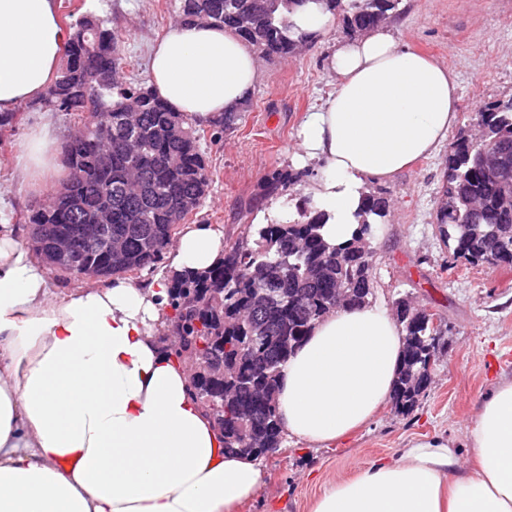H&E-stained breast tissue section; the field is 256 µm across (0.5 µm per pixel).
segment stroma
<instances>
[{"label": "stroma", "mask_w": 512, "mask_h": 512, "mask_svg": "<svg viewBox=\"0 0 512 512\" xmlns=\"http://www.w3.org/2000/svg\"><path fill=\"white\" fill-rule=\"evenodd\" d=\"M58 2L63 26L88 13L105 19L119 36L128 81L148 84L150 49L178 17L174 0ZM393 23L404 45L455 74L457 127L467 125L480 106L512 94V0H399ZM350 35L338 19L301 55L262 62L234 128L218 132L209 122L199 123L211 181L190 223L211 225L225 241H233L246 222L244 202L264 195V177L300 169L292 161L300 123L334 87L327 58L337 40ZM41 114L40 106L27 109L20 133L0 142V195L9 201L5 217L24 242L29 239L26 215L48 195L19 191L13 161L24 131ZM448 150L441 145L394 179L372 186L387 197L389 211L370 239L375 263L368 301L391 309L410 296L441 320L445 349L432 369L430 387L412 412L399 414L383 405L367 426L327 447L286 439L276 454L262 458V487L240 512H309L326 486L397 457L410 443L462 442L483 396L499 377L512 376V269L457 258L438 233ZM300 170L304 175L295 194L305 193L317 175L313 165Z\"/></svg>", "instance_id": "obj_1"}]
</instances>
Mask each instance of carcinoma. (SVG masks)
<instances>
[{
	"instance_id": "1",
	"label": "carcinoma",
	"mask_w": 512,
	"mask_h": 512,
	"mask_svg": "<svg viewBox=\"0 0 512 512\" xmlns=\"http://www.w3.org/2000/svg\"><path fill=\"white\" fill-rule=\"evenodd\" d=\"M186 22L207 18L253 46L261 57H296L312 39L292 31L288 14L308 0H177ZM325 10L346 12L357 33L393 17L399 0H320ZM117 33L107 23L83 17L73 25L57 77L39 103L62 102L59 111L80 121L63 147L68 178L49 203L26 217L32 249L49 257L62 276L73 267H89L105 278L151 269L166 254L179 224L199 208L210 185L209 164L200 149L199 131L172 111L150 88H133L122 79L110 87L101 73L124 72ZM135 97L141 117L128 130L118 107ZM112 111V136L102 134L98 114ZM448 150L442 205L436 224L454 256L470 263L512 266V182L498 181L477 162L472 129L512 165V97L487 104L470 118ZM295 184L288 172L265 179L266 195H282ZM363 213L383 219L386 198L364 197ZM324 224L312 200L296 203L286 222L248 224L242 236L224 246V258L203 274L174 276L170 292L173 327L180 343L175 355L204 364L220 354L224 370L213 373L224 389V411L214 416L224 431L225 447L257 458L284 442L275 392L281 370L306 338L314 321L334 309L336 290L350 304L367 303L372 294L374 254L355 244L372 236L363 221L355 243L328 245ZM74 238L71 251L55 252L59 239ZM121 244L115 256L108 242ZM405 348L391 397L401 414L416 407L422 389L413 380L430 368L428 349L440 325L426 308H402L398 320ZM206 342L203 347L200 342Z\"/></svg>"
}]
</instances>
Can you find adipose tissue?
Wrapping results in <instances>:
<instances>
[{
    "label": "adipose tissue",
    "mask_w": 512,
    "mask_h": 512,
    "mask_svg": "<svg viewBox=\"0 0 512 512\" xmlns=\"http://www.w3.org/2000/svg\"><path fill=\"white\" fill-rule=\"evenodd\" d=\"M57 0H0V113L42 96L61 63ZM337 83L299 130L298 162L319 161L307 193L322 234L352 242L368 186L435 152L457 120L447 67L381 25L337 43ZM152 91L207 121L240 106L259 77L233 32L175 24L152 50ZM52 114L30 127L14 163L19 189L60 176ZM224 243L187 225L175 272L205 271ZM170 279L79 283L53 293L40 259L0 220V512H238L262 486L258 461L227 451L193 396L188 367L165 345ZM404 338L390 311L363 305L320 319L284 365L277 414L285 436L322 448L367 425L389 401ZM454 442H417L391 463L331 483L311 512H512V378L501 379Z\"/></svg>",
    "instance_id": "ef3b65f1"
}]
</instances>
